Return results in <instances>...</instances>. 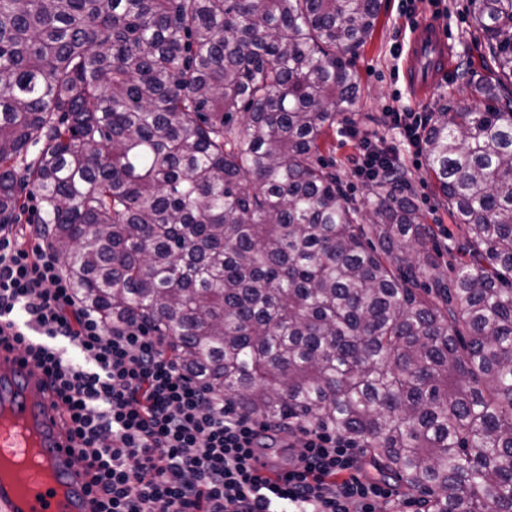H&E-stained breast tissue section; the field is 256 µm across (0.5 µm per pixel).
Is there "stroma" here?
<instances>
[{
	"label": "stroma",
	"mask_w": 512,
	"mask_h": 512,
	"mask_svg": "<svg viewBox=\"0 0 512 512\" xmlns=\"http://www.w3.org/2000/svg\"><path fill=\"white\" fill-rule=\"evenodd\" d=\"M430 17L454 36V47L446 72L441 77L428 101L413 104L403 75L398 72L402 58L393 54L395 47H407L411 32L423 18ZM469 0H441L431 5L429 0H414L405 7L403 0H381V11L372 37L350 56L360 77L359 99L347 119L356 121L362 132L371 139H384L387 144L399 145L400 137L384 120L389 108L397 105H415L417 111L435 112L440 106L468 103L484 106L483 98L464 90L459 79L463 71L482 69L483 48L470 33ZM354 153L350 139L333 135L322 150L325 162L331 163L336 178L349 199L363 205L367 187L352 170L350 159ZM407 177L408 191L430 226L447 227V234H436L434 246L440 253L456 252L463 245V236L445 203H442L435 181L427 172L424 157L409 152L400 154Z\"/></svg>",
	"instance_id": "1"
}]
</instances>
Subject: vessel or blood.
<instances>
[{
	"instance_id": "obj_1",
	"label": "vessel or blood",
	"mask_w": 512,
	"mask_h": 512,
	"mask_svg": "<svg viewBox=\"0 0 512 512\" xmlns=\"http://www.w3.org/2000/svg\"><path fill=\"white\" fill-rule=\"evenodd\" d=\"M451 49L450 36L435 22L416 26L406 51L404 75L411 98L425 99ZM0 408L35 430L56 483L29 478L26 486L0 481V512H90L88 479L77 460L79 443L68 434L62 401L52 379L26 361L20 350L0 346Z\"/></svg>"
}]
</instances>
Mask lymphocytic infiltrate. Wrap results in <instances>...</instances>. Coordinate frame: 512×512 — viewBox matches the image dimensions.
<instances>
[{"mask_svg":"<svg viewBox=\"0 0 512 512\" xmlns=\"http://www.w3.org/2000/svg\"><path fill=\"white\" fill-rule=\"evenodd\" d=\"M387 117L421 154L431 114L406 107ZM2 342L52 377L84 449L91 512H376L381 501L404 512V500L362 476L358 442L333 430L301 431L285 474L257 472L268 424L191 379L163 337L138 324L112 330L78 302L54 249L0 224Z\"/></svg>","mask_w":512,"mask_h":512,"instance_id":"f902f5d3","label":"lymphocytic infiltrate"}]
</instances>
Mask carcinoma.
Wrapping results in <instances>:
<instances>
[{
  "instance_id": "1",
  "label": "carcinoma",
  "mask_w": 512,
  "mask_h": 512,
  "mask_svg": "<svg viewBox=\"0 0 512 512\" xmlns=\"http://www.w3.org/2000/svg\"><path fill=\"white\" fill-rule=\"evenodd\" d=\"M470 2L487 105L425 144L450 276L401 181L367 222L320 157L380 0H0V224L36 202L78 301L247 413L353 437L428 512H512V0Z\"/></svg>"
}]
</instances>
